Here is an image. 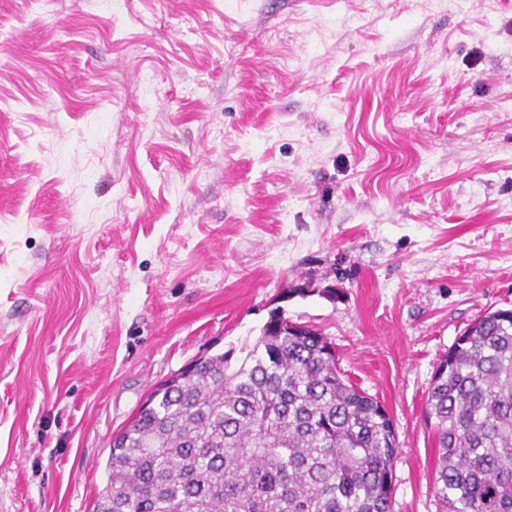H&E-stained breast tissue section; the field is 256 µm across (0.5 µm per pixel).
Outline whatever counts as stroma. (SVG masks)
Returning a JSON list of instances; mask_svg holds the SVG:
<instances>
[{"label":"stroma","mask_w":512,"mask_h":512,"mask_svg":"<svg viewBox=\"0 0 512 512\" xmlns=\"http://www.w3.org/2000/svg\"><path fill=\"white\" fill-rule=\"evenodd\" d=\"M512 307V0H0V512H92L112 438L274 309L396 424Z\"/></svg>","instance_id":"stroma-1"}]
</instances>
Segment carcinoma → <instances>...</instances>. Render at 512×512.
I'll return each mask as SVG.
<instances>
[{"mask_svg":"<svg viewBox=\"0 0 512 512\" xmlns=\"http://www.w3.org/2000/svg\"><path fill=\"white\" fill-rule=\"evenodd\" d=\"M427 418L442 512H512V309L441 357ZM396 426L312 328L265 324L161 383L112 438L93 512H392Z\"/></svg>","mask_w":512,"mask_h":512,"instance_id":"carcinoma-1","label":"carcinoma"}]
</instances>
